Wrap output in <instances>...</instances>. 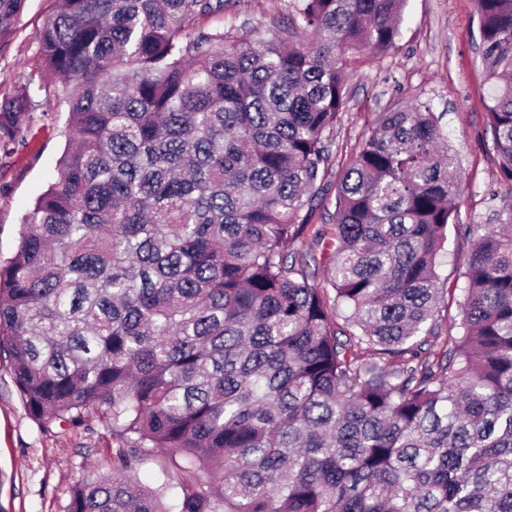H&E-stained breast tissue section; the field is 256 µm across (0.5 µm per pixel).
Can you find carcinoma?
I'll use <instances>...</instances> for the list:
<instances>
[{"instance_id":"obj_1","label":"carcinoma","mask_w":512,"mask_h":512,"mask_svg":"<svg viewBox=\"0 0 512 512\" xmlns=\"http://www.w3.org/2000/svg\"><path fill=\"white\" fill-rule=\"evenodd\" d=\"M26 0H0V41ZM406 0H290L262 31L224 0H52L35 32L68 113L57 177L0 263V356L27 413L111 415L112 474L66 512H512V0H475L507 185L467 224L457 335L440 257L461 185L429 104L379 113L329 167L346 71L392 46ZM44 82L0 97V154ZM336 177L335 296L285 246ZM140 465L137 478L139 482L151 488H157L165 482L176 483L181 478V474L176 469L165 470L162 463V457L157 450L151 453Z\"/></svg>"}]
</instances>
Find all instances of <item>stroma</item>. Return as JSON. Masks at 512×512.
<instances>
[{"instance_id": "obj_1", "label": "stroma", "mask_w": 512, "mask_h": 512, "mask_svg": "<svg viewBox=\"0 0 512 512\" xmlns=\"http://www.w3.org/2000/svg\"><path fill=\"white\" fill-rule=\"evenodd\" d=\"M289 0H226L224 16L200 19L203 27H267L286 20ZM49 0H27L8 44L0 45V91L12 90L38 64L34 32ZM481 51L474 0H408L393 47L355 63L347 75V103L331 147L334 165L349 162L378 113L415 100L441 118L459 161L462 193L458 222L449 225L439 273L451 298L465 286L464 262L472 248L468 224H493L501 208L502 178L486 106L493 88ZM67 113L53 90L41 92L33 129L11 156H0V261L17 248L23 215L56 175L67 145ZM110 417L93 412L70 428L31 418L8 361L0 357V512H64L72 488L88 473L112 471Z\"/></svg>"}]
</instances>
